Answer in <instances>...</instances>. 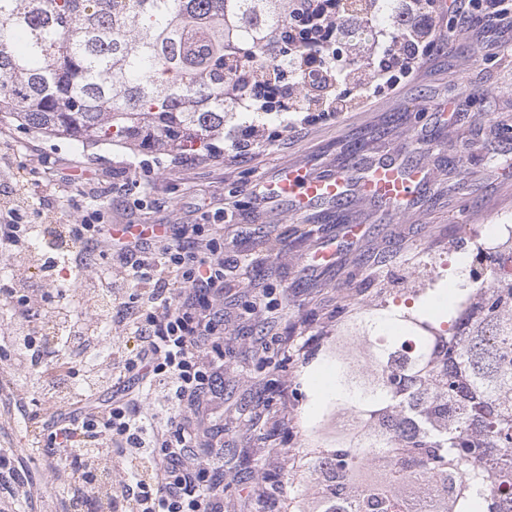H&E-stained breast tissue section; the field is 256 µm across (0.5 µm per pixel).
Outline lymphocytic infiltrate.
I'll return each instance as SVG.
<instances>
[{
  "instance_id": "f902f5d3",
  "label": "lymphocytic infiltrate",
  "mask_w": 512,
  "mask_h": 512,
  "mask_svg": "<svg viewBox=\"0 0 512 512\" xmlns=\"http://www.w3.org/2000/svg\"><path fill=\"white\" fill-rule=\"evenodd\" d=\"M452 4L456 26L479 23L512 32V13L498 0H486L480 9L472 0ZM369 5L361 25L373 32L372 50L367 60L351 57L339 68L326 57L329 44L342 36L334 13L322 0H297L295 28L305 34L304 48L289 52L284 75L270 81L289 111L328 121L345 116L357 100H372L377 91L396 90L413 78L437 46L448 43L437 0H398L401 24L394 42L373 28L378 0ZM298 76L316 83L309 102L293 98ZM70 236L75 266L90 268L95 247L127 263L132 292L116 309L138 344L122 355L120 372L135 385L52 432L51 459L79 474L89 460L120 457L124 478L112 488V512H224V490L210 481L208 459L199 455L190 423L199 396L212 383V354L224 333V316L213 308L224 292L223 245L196 224L167 229L148 243L140 237L120 242L89 216L72 225Z\"/></svg>"
}]
</instances>
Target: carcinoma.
<instances>
[{"label":"carcinoma","instance_id":"1","mask_svg":"<svg viewBox=\"0 0 512 512\" xmlns=\"http://www.w3.org/2000/svg\"><path fill=\"white\" fill-rule=\"evenodd\" d=\"M295 0H0V120L76 143L202 152L224 113L270 77ZM459 309L431 321L399 309L349 314L375 340L373 368L330 347L331 395L307 447L282 450L287 512H504L512 502V240L469 268ZM360 419L322 432L329 412Z\"/></svg>","mask_w":512,"mask_h":512}]
</instances>
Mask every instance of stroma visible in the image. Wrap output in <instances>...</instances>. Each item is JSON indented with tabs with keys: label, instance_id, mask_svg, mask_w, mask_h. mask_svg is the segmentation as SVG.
<instances>
[{
	"label": "stroma",
	"instance_id": "35a3bbf8",
	"mask_svg": "<svg viewBox=\"0 0 512 512\" xmlns=\"http://www.w3.org/2000/svg\"><path fill=\"white\" fill-rule=\"evenodd\" d=\"M495 39L484 29H456L413 79L335 121L228 113L225 136L248 126L262 145L238 160L227 158L223 139L207 155L174 158L119 144L85 152L0 122V201L23 193L26 223L76 224L95 209L110 226L198 224L201 206L224 211V365L195 423L222 428L224 448L214 453L210 477L224 487V512H255L259 497L273 493L286 500L280 451L302 447L317 396L334 384L323 335L341 331L347 310L411 298L426 316L443 317L434 297L447 292L457 260L472 247L458 225L479 226L487 217L512 225V137L500 131L512 124V55H494ZM448 98L460 108L453 119L437 108ZM400 145L432 180L396 216L350 201L298 217L255 193L287 166L323 172ZM123 184L133 193L117 195ZM344 224L364 225V239L332 268L305 271L309 252ZM266 240L278 250L266 251ZM54 418L20 377L0 371V448L14 451L39 490L12 503L13 512H62L78 490L45 464ZM259 460L264 469L256 468Z\"/></svg>",
	"mask_w": 512,
	"mask_h": 512
}]
</instances>
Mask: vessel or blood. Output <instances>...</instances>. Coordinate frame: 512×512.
I'll return each instance as SVG.
<instances>
[{"mask_svg":"<svg viewBox=\"0 0 512 512\" xmlns=\"http://www.w3.org/2000/svg\"><path fill=\"white\" fill-rule=\"evenodd\" d=\"M428 179L425 168L405 166L393 159L367 165L355 163L328 173H314L305 166L294 165L263 182L260 192L268 199L285 202L290 211L299 215L353 199L382 203L397 214L410 206L416 190ZM364 236L363 225H345L341 237L326 238L310 252L309 267L322 269L334 265L344 248L359 243Z\"/></svg>","mask_w":512,"mask_h":512,"instance_id":"b4317fda","label":"vessel or blood"}]
</instances>
